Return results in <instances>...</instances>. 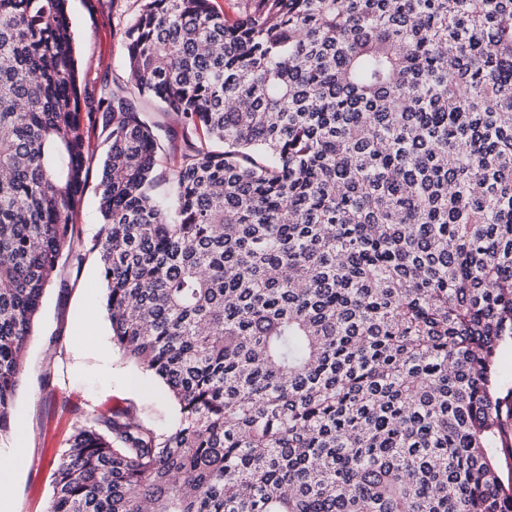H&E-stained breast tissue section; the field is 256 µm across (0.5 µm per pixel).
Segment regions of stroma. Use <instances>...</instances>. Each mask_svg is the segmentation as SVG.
Here are the masks:
<instances>
[{
	"instance_id": "35a3bbf8",
	"label": "stroma",
	"mask_w": 512,
	"mask_h": 512,
	"mask_svg": "<svg viewBox=\"0 0 512 512\" xmlns=\"http://www.w3.org/2000/svg\"><path fill=\"white\" fill-rule=\"evenodd\" d=\"M132 9L131 0H68L81 91L93 92L104 78L124 75L120 21ZM87 135L94 160L78 231L88 244L101 227L95 186L104 145L97 128H88ZM103 299L96 254H88L79 269L60 262L33 326L11 429L0 436V457L23 449L14 482L0 489V512H48L53 464L68 448L82 410L108 415L132 408L158 431L178 418L163 387L113 347Z\"/></svg>"
}]
</instances>
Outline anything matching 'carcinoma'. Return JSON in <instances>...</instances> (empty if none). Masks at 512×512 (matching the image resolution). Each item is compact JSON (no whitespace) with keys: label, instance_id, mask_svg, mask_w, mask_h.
I'll return each mask as SVG.
<instances>
[{"label":"carcinoma","instance_id":"carcinoma-1","mask_svg":"<svg viewBox=\"0 0 512 512\" xmlns=\"http://www.w3.org/2000/svg\"><path fill=\"white\" fill-rule=\"evenodd\" d=\"M67 2L0 0V432L88 250L179 417L85 414L48 512H512V0H135L92 100ZM150 119L158 126V133L169 147L179 148L182 145L181 128L175 117L167 112L149 108ZM89 154H93V161L88 169L87 188L84 195L78 220V231L82 242L90 245L92 239L100 231V215L97 210L95 186L100 175V159L104 153L103 137L100 130L90 126L87 130Z\"/></svg>","mask_w":512,"mask_h":512}]
</instances>
